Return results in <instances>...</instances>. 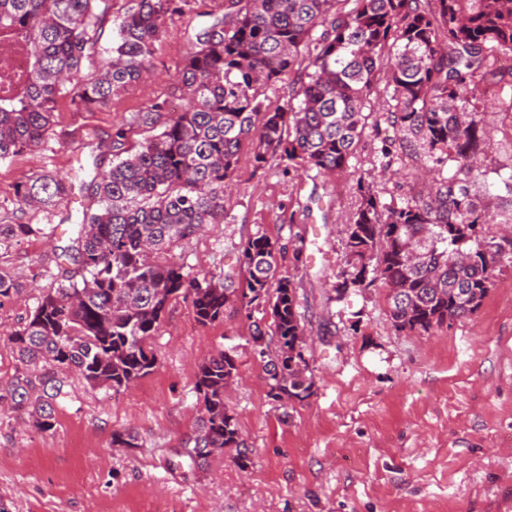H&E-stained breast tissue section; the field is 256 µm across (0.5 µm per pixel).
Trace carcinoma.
Here are the masks:
<instances>
[{
  "label": "carcinoma",
  "mask_w": 512,
  "mask_h": 512,
  "mask_svg": "<svg viewBox=\"0 0 512 512\" xmlns=\"http://www.w3.org/2000/svg\"><path fill=\"white\" fill-rule=\"evenodd\" d=\"M343 1L353 7H339ZM131 2L112 21L107 65L84 74L112 0H0L1 160L42 144L60 98L102 108L150 74L165 27L191 0ZM18 39L28 58L23 72L6 54ZM499 54H512V0H224L223 17L195 34L184 59V110L172 113L166 100H156L115 128L112 162L99 175L102 161L94 157L89 181L81 165L67 182L32 173L15 185L20 211L52 208L77 186L89 198L73 245L62 251L74 268L57 264L58 286L43 292L11 333L19 361L52 364L118 391L156 366L148 342L173 297L191 298L204 326L224 321L225 308L238 302L248 311L270 309L277 338L270 395L309 398L315 382L303 355L296 288L275 279L284 246L265 234L247 238L222 283L191 275L170 253L204 225L224 222V190L245 143L257 171L277 161L334 173L368 126L379 139L382 167H422L430 179L398 202L358 180L360 205L344 231L348 269L338 276L335 300L368 278L381 281L398 332L428 333L475 313L496 265L512 259V240L485 235L490 214L469 190L484 176L480 147L487 140L476 90H490ZM286 78L293 79L292 94L269 109L261 89ZM382 80L393 104L368 113ZM384 125L399 138L382 135ZM140 128L160 132L134 144ZM39 231L0 224V242ZM20 291L0 272V306ZM236 360L228 348L197 367L205 417L182 449L193 462L224 448L235 449L241 466L247 458L224 401ZM66 385L64 377L25 372L9 395L18 407H31L35 428L49 431Z\"/></svg>",
  "instance_id": "1"
}]
</instances>
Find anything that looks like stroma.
Masks as SVG:
<instances>
[{
  "label": "stroma",
  "mask_w": 512,
  "mask_h": 512,
  "mask_svg": "<svg viewBox=\"0 0 512 512\" xmlns=\"http://www.w3.org/2000/svg\"><path fill=\"white\" fill-rule=\"evenodd\" d=\"M223 11L220 0H197L157 43L152 78L94 111L60 99L41 146L0 160V224L39 229L0 242V269L24 287L0 306V501L9 512H512V264L496 268L473 315L424 335L394 329L380 282L331 299L347 267L339 227L360 203L358 178L386 194L400 182L382 169L368 132L339 173L288 174L275 162L258 172L251 145H243L223 223L205 225L173 251L191 274L220 279L249 236L284 245L278 274L296 287L315 381L307 400L269 394L260 353L274 351L277 340L259 347L251 337L263 308L230 307L223 321L204 326L181 296L151 342L155 368L130 388L116 392L69 374L46 432L7 398L22 368L10 334L51 286L55 254L75 237L82 200L76 193L54 209L22 213L14 184L29 172L69 173L150 102L176 100L190 35L206 14ZM500 70L480 112L493 133L487 177L473 188L481 205L496 194L499 174L512 172V66ZM299 235L298 263L291 249ZM229 347L238 374L226 402L248 459L238 466L227 448L193 464L180 450L204 415L197 366ZM116 431L136 435L137 447L114 446Z\"/></svg>",
  "instance_id": "obj_1"
}]
</instances>
